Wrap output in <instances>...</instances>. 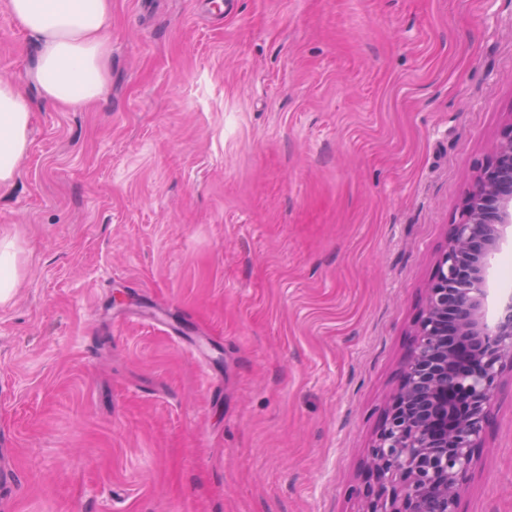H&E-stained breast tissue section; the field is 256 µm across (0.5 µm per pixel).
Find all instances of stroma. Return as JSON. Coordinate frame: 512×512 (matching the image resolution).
Listing matches in <instances>:
<instances>
[{
    "mask_svg": "<svg viewBox=\"0 0 512 512\" xmlns=\"http://www.w3.org/2000/svg\"><path fill=\"white\" fill-rule=\"evenodd\" d=\"M73 111L0 76V512H363L424 290L512 125V0H112ZM463 512H512V375ZM30 107L18 82L0 78V190L10 187L28 151ZM18 282L16 254L13 244L1 241L0 245V301H6L13 293Z\"/></svg>",
    "mask_w": 512,
    "mask_h": 512,
    "instance_id": "obj_1",
    "label": "stroma"
}]
</instances>
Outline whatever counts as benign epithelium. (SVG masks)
<instances>
[{
  "label": "benign epithelium",
  "instance_id": "1",
  "mask_svg": "<svg viewBox=\"0 0 512 512\" xmlns=\"http://www.w3.org/2000/svg\"><path fill=\"white\" fill-rule=\"evenodd\" d=\"M512 231V125L451 225L426 289L414 347L385 412L368 469L364 512H461L491 407L512 372V298L485 312L489 275Z\"/></svg>",
  "mask_w": 512,
  "mask_h": 512
}]
</instances>
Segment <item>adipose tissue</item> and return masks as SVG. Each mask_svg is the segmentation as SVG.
Listing matches in <instances>:
<instances>
[{"label": "adipose tissue", "instance_id": "adipose-tissue-1", "mask_svg": "<svg viewBox=\"0 0 512 512\" xmlns=\"http://www.w3.org/2000/svg\"><path fill=\"white\" fill-rule=\"evenodd\" d=\"M16 25L36 47L30 81L49 102L85 108L109 90L112 0H8ZM30 107L21 86L0 78V190L15 180L28 151Z\"/></svg>", "mask_w": 512, "mask_h": 512}]
</instances>
